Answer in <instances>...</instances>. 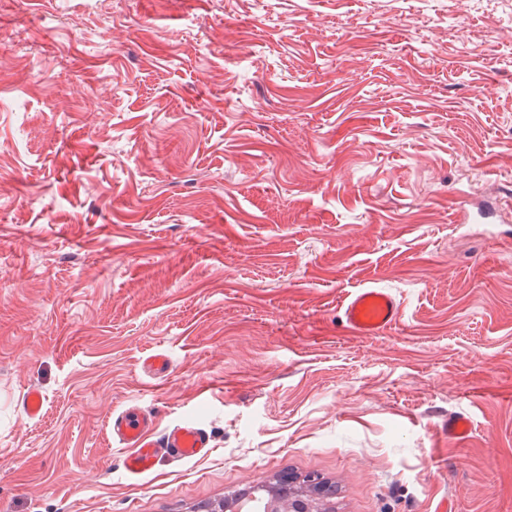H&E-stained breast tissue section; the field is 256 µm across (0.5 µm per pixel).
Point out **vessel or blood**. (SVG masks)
Listing matches in <instances>:
<instances>
[{"label":"vessel or blood","instance_id":"1","mask_svg":"<svg viewBox=\"0 0 512 512\" xmlns=\"http://www.w3.org/2000/svg\"><path fill=\"white\" fill-rule=\"evenodd\" d=\"M339 313L351 332L376 336L399 321L402 307L386 289L362 287L348 296ZM108 432L124 447L122 465L132 476L153 472L161 459H193L207 455L212 449V435L206 428L179 422L162 430L154 415L136 406L111 415Z\"/></svg>","mask_w":512,"mask_h":512}]
</instances>
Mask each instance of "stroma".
Instances as JSON below:
<instances>
[{"instance_id": "1", "label": "stroma", "mask_w": 512, "mask_h": 512, "mask_svg": "<svg viewBox=\"0 0 512 512\" xmlns=\"http://www.w3.org/2000/svg\"><path fill=\"white\" fill-rule=\"evenodd\" d=\"M132 405L211 452L128 476ZM285 473L512 512V0H0V512ZM344 326L360 336L383 333L402 316L400 301L384 288L362 287L354 290L339 310Z\"/></svg>"}]
</instances>
